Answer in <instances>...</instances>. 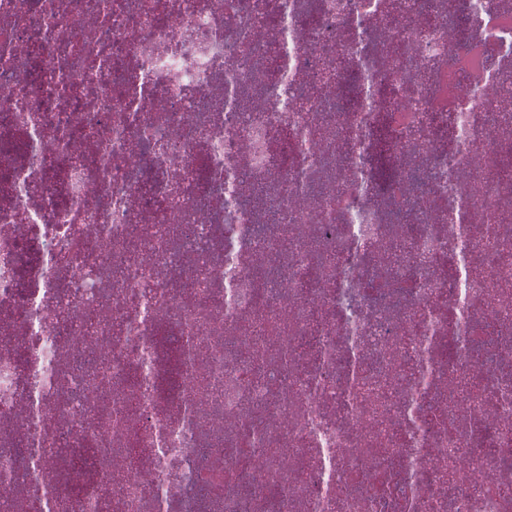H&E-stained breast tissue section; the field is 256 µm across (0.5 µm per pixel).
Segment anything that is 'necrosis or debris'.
<instances>
[{
  "instance_id": "1",
  "label": "necrosis or debris",
  "mask_w": 512,
  "mask_h": 512,
  "mask_svg": "<svg viewBox=\"0 0 512 512\" xmlns=\"http://www.w3.org/2000/svg\"><path fill=\"white\" fill-rule=\"evenodd\" d=\"M0 512H512V0H0Z\"/></svg>"
}]
</instances>
